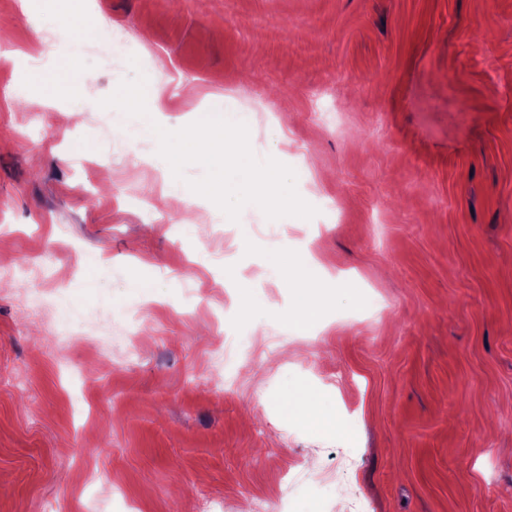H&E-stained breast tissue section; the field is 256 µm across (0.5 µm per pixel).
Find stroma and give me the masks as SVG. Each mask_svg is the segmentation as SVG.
Returning <instances> with one entry per match:
<instances>
[{
    "label": "stroma",
    "mask_w": 512,
    "mask_h": 512,
    "mask_svg": "<svg viewBox=\"0 0 512 512\" xmlns=\"http://www.w3.org/2000/svg\"><path fill=\"white\" fill-rule=\"evenodd\" d=\"M29 2L0 0V258L19 267L0 280V512H346L352 489L372 512H512V0H81L125 39L78 45L59 0ZM98 47L150 62L117 76ZM140 73L193 86L155 114L170 130L229 92L277 114L261 157L342 206L327 271L282 281L271 257L308 251L284 227H318L254 205L216 269L226 216L196 194L166 212L156 137L99 105ZM100 309L138 311V354L117 329L107 356L69 339ZM229 334L248 360L221 358ZM299 392L352 403L358 428L288 413Z\"/></svg>",
    "instance_id": "stroma-1"
}]
</instances>
